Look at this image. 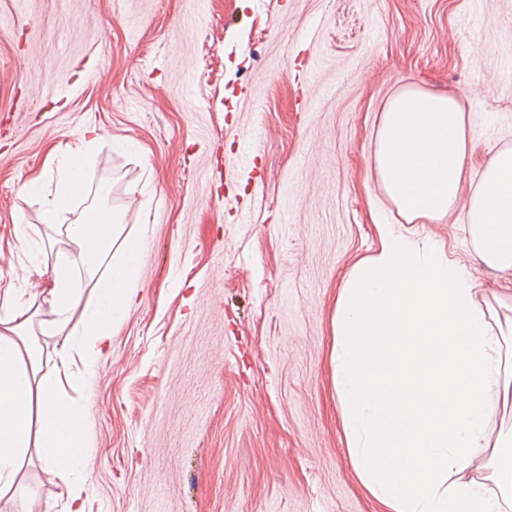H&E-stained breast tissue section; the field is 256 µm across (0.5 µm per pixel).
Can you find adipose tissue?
Wrapping results in <instances>:
<instances>
[{
	"label": "adipose tissue",
	"mask_w": 512,
	"mask_h": 512,
	"mask_svg": "<svg viewBox=\"0 0 512 512\" xmlns=\"http://www.w3.org/2000/svg\"><path fill=\"white\" fill-rule=\"evenodd\" d=\"M467 115L455 91L408 87L386 104L377 130L379 183L406 221L439 220L456 206L468 172ZM89 158L74 149L59 160L64 178L43 204L55 223L84 191ZM469 233L481 261L512 272V147L498 149L468 200ZM111 209L91 206L67 228L73 249L56 251L45 300L76 318L78 349L43 356L23 311L0 313V499L26 507L17 474L37 452L45 479L62 487L70 512L93 460L81 406L64 397L61 378L79 357L91 380L112 329L138 295L139 242L123 236ZM379 246L354 264L336 299L334 385L349 456L381 512H512V429L493 422L512 402L506 365L512 312L477 300L479 290L443 246L421 244L395 224L376 227ZM107 274H99L101 262ZM83 269L97 293L83 304L72 272ZM50 375H42L43 364ZM497 453L490 500L463 473L484 450Z\"/></svg>",
	"instance_id": "obj_1"
}]
</instances>
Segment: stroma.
<instances>
[{
	"instance_id": "stroma-1",
	"label": "stroma",
	"mask_w": 512,
	"mask_h": 512,
	"mask_svg": "<svg viewBox=\"0 0 512 512\" xmlns=\"http://www.w3.org/2000/svg\"><path fill=\"white\" fill-rule=\"evenodd\" d=\"M409 86L459 92L474 189L512 147V0H0V300L33 311L54 353L60 316L39 292L77 213L114 208L145 243L91 386L78 360L64 385L95 451L82 512H376L347 450L331 317L375 221L403 222L374 150ZM92 126L84 194L42 223L52 151ZM467 206L407 230L512 305ZM18 476L31 512H67L39 461Z\"/></svg>"
}]
</instances>
